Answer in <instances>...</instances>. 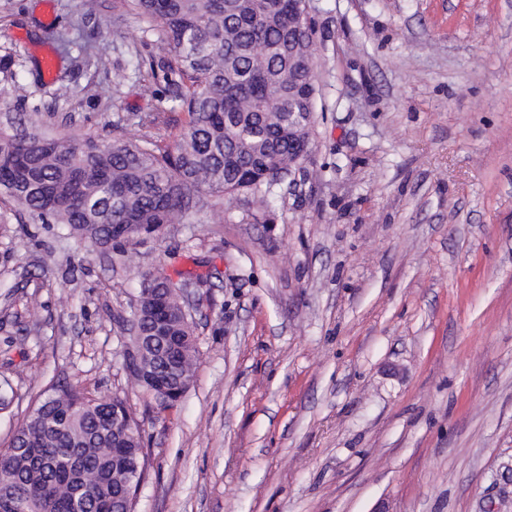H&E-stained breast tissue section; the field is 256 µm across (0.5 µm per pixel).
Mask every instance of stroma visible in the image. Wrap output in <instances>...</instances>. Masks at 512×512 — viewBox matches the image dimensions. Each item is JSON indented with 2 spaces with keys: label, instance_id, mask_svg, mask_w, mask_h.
<instances>
[{
  "label": "stroma",
  "instance_id": "stroma-1",
  "mask_svg": "<svg viewBox=\"0 0 512 512\" xmlns=\"http://www.w3.org/2000/svg\"><path fill=\"white\" fill-rule=\"evenodd\" d=\"M112 2L89 17L82 0H0V122L39 109L78 138L172 140L188 119L172 57ZM309 15L319 96L298 194L220 223L202 198L128 258L76 252L0 198V448L78 380L141 425L134 512H512V0H309ZM138 266L196 276L198 359L168 413L122 355Z\"/></svg>",
  "mask_w": 512,
  "mask_h": 512
}]
</instances>
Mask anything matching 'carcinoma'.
Instances as JSON below:
<instances>
[{"instance_id":"1","label":"carcinoma","mask_w":512,"mask_h":512,"mask_svg":"<svg viewBox=\"0 0 512 512\" xmlns=\"http://www.w3.org/2000/svg\"><path fill=\"white\" fill-rule=\"evenodd\" d=\"M300 0H114L117 11L159 22L183 83L173 101L188 114L173 144L123 137L77 140L38 118L0 127V194L31 216L65 226L78 251L113 249L112 226L149 236L191 223L193 201L249 195L264 205L280 171L303 158L294 125L313 115L314 57L288 73V41L305 39ZM164 335L191 336L182 299L166 302ZM0 459V512H19L27 490L49 486L50 507L28 512H118L144 475L140 443L112 448V403L80 383L55 388Z\"/></svg>"}]
</instances>
